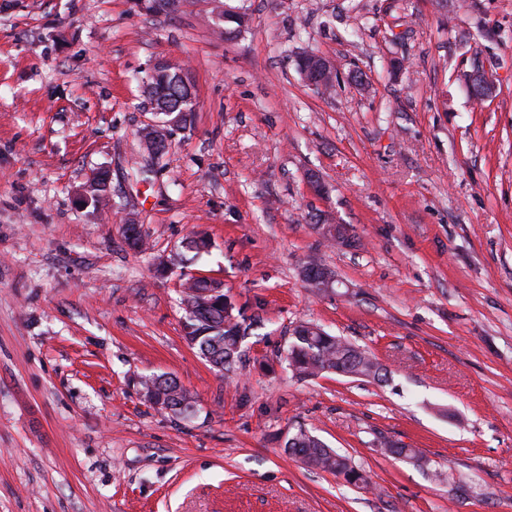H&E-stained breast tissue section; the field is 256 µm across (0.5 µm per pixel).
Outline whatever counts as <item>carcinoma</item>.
I'll return each mask as SVG.
<instances>
[{"label": "carcinoma", "instance_id": "cac0c4a2", "mask_svg": "<svg viewBox=\"0 0 512 512\" xmlns=\"http://www.w3.org/2000/svg\"><path fill=\"white\" fill-rule=\"evenodd\" d=\"M247 21L246 13L221 10L217 24L224 29L242 27ZM298 70L308 72L310 78L325 79V85L332 83V77H324L314 58L297 63ZM187 69L173 62L157 63L142 77L143 90L157 103L161 110L159 119L174 122L177 128H184L191 121L194 109V86L176 82L177 73ZM170 130L159 135L149 132L141 136L143 149L148 154L156 153L158 145L167 141ZM108 179L99 174L96 186L91 190V200L108 205ZM128 246L138 252L147 249V240L138 225L131 224L125 229ZM211 239L204 233L193 232L182 245L194 256L209 252ZM222 287V283L208 276L185 278L184 295L181 304L185 311V330L188 344L197 350L199 356L219 371L230 370L242 359V343L246 329L235 315L236 306L229 296L222 293V302H212L209 291ZM288 365L301 378L318 377L323 374L341 372L347 376L381 381L386 377V368L375 355L361 349L348 340L333 336L313 323H300L292 330L287 350ZM144 399L151 406L164 410L176 418L185 417L195 401L175 379L164 375L143 376L139 380ZM285 451L298 458L307 467L343 477L348 483L366 485L369 475L358 468L352 460L328 447L310 431L300 427L285 443ZM381 453L392 457H404L419 461L418 452L392 440L381 442Z\"/></svg>", "mask_w": 512, "mask_h": 512}]
</instances>
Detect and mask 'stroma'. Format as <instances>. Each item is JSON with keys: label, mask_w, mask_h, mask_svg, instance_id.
<instances>
[{"label": "stroma", "mask_w": 512, "mask_h": 512, "mask_svg": "<svg viewBox=\"0 0 512 512\" xmlns=\"http://www.w3.org/2000/svg\"><path fill=\"white\" fill-rule=\"evenodd\" d=\"M223 3L249 16L231 41L209 0H0V512H512V0ZM308 50L332 89L298 73ZM160 58L186 64L197 109L153 164L140 80ZM99 170L105 211L83 195ZM193 231L213 246L189 272L251 325L228 373L158 273ZM311 255L339 288H308ZM306 321L385 379L293 376ZM150 374L196 413L145 402ZM301 426L374 490L285 454ZM140 391L151 406L167 411L173 417L186 418L195 401L175 379L164 375L143 376L139 380Z\"/></svg>", "instance_id": "obj_1"}]
</instances>
